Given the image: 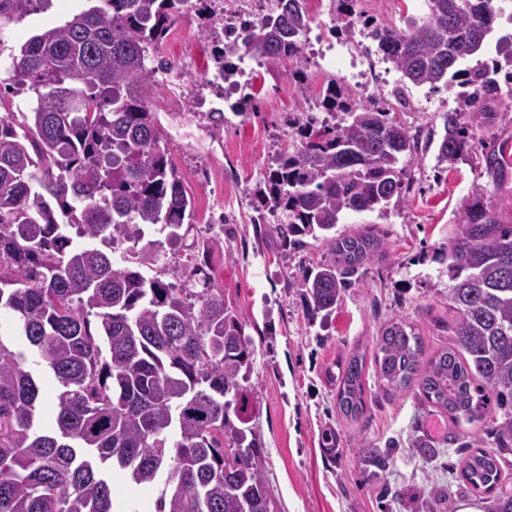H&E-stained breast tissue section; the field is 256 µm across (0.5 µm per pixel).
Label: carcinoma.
Segmentation results:
<instances>
[{
  "instance_id": "obj_1",
  "label": "carcinoma",
  "mask_w": 512,
  "mask_h": 512,
  "mask_svg": "<svg viewBox=\"0 0 512 512\" xmlns=\"http://www.w3.org/2000/svg\"><path fill=\"white\" fill-rule=\"evenodd\" d=\"M49 2L0 0V30ZM208 2L92 0L11 55L18 85L35 97L27 112L0 97V310L58 392L44 430L38 377L5 342L0 321V512H115L107 464L136 486L166 474L154 512H274L262 450L247 440L250 396L239 376L253 350L243 322L207 276L174 288L148 275L164 259L161 242L139 246L150 230L175 238L194 222L149 107L157 72L176 62L149 60L172 27ZM279 2L214 44L223 76L244 57L302 51L311 18L302 0ZM425 2L404 27L371 31L401 74L392 96L405 108L411 86L469 87L470 124L460 112L441 114L436 166L479 148L497 190L512 181V161L473 129L496 122L501 64L466 62L486 48L502 0ZM316 104L329 118H288L293 148L266 174L262 197L283 245L300 251L308 237L326 244L323 262L288 282L304 289L314 320L383 257V235H336V225L349 214L385 218L412 182L408 164L435 136L395 122L375 102L358 103L334 78ZM119 237L134 249L118 264L99 244ZM444 255L452 345L426 358L421 337L400 319L381 328L374 362L385 391L416 389L457 426L495 415L491 446L461 468L472 489L489 492L512 452V224L501 223L488 197H472ZM336 368V409L355 420L366 410L364 358L354 352ZM226 441L237 450L230 462ZM388 461L377 448L364 451L373 474Z\"/></svg>"
}]
</instances>
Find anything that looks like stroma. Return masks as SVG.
Here are the masks:
<instances>
[{"label":"stroma","mask_w":512,"mask_h":512,"mask_svg":"<svg viewBox=\"0 0 512 512\" xmlns=\"http://www.w3.org/2000/svg\"><path fill=\"white\" fill-rule=\"evenodd\" d=\"M85 0H53L45 12L7 26L0 49V88L13 85L12 53L44 27L83 9ZM212 12L190 13L160 44V58L187 60L192 74L211 72ZM339 36L333 23H311L298 57L252 61L242 76L253 108L225 112L215 124L206 105L188 108L179 90L160 85L152 111L163 144L194 201L196 218L183 225L157 275L182 286L202 267L245 325L253 349L244 384L252 394L250 425L264 456V478L275 512H485L489 497L468 489L461 477L467 449L461 441L490 440L489 425L456 428L437 409L410 393L379 390L375 338L394 319L416 326L425 351L450 342L448 262L441 256L467 198L493 195L503 223L512 224V183L494 189L481 156L440 170L434 152L411 166L414 180L403 203L377 226L386 233L385 255L347 288L325 323L311 321L300 289L289 287L306 268L321 263L326 247L312 242L302 251L282 246L275 219L257 223L264 175L276 158L291 150L288 116L314 103L315 36ZM457 89L435 93L436 106L424 108L417 91L408 107H393L396 122L431 126L442 112L458 109ZM365 356L368 405L358 421L336 411V361L352 351ZM427 441L421 449L419 441ZM338 456H329V449ZM377 448L390 455L377 478H368L362 452ZM116 512L140 506L152 512L159 485L136 486L123 474L110 477Z\"/></svg>","instance_id":"1"}]
</instances>
